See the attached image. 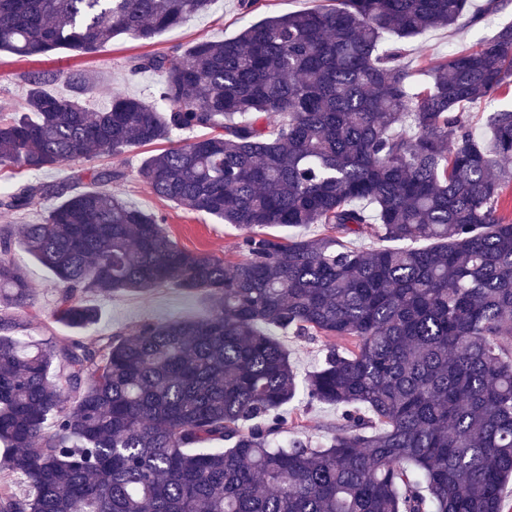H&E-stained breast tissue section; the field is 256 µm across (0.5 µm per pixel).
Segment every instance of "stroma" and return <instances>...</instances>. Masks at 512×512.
<instances>
[{
	"label": "stroma",
	"mask_w": 512,
	"mask_h": 512,
	"mask_svg": "<svg viewBox=\"0 0 512 512\" xmlns=\"http://www.w3.org/2000/svg\"><path fill=\"white\" fill-rule=\"evenodd\" d=\"M325 0H260L257 8L243 13L239 0H212L209 9L182 27L160 34L153 43L143 44L126 36L113 39L103 50L77 55L68 50L31 62L13 55L0 53V113L17 108L25 99L28 86L24 80L27 71L54 69L67 71L81 69L94 79L90 100L94 109L109 106L115 92H127L143 100H150L159 80L158 75L146 73L130 76L127 63L131 57L162 53L172 45L189 44L205 38L220 41L236 36L248 23L267 16L306 11L324 4ZM512 23V0L501 12L485 17L479 23L461 24L458 29L440 28L402 41V64L413 80L424 82L432 63L450 54L475 49L481 39L492 36L498 27ZM160 145H149L133 151L112 155L104 153L95 158V165L124 171L125 177L115 183L112 190L142 209L165 215L164 228L180 247L195 253H204L219 259L241 261L236 245L240 230L213 218L191 213L156 197L140 176L141 161L145 156L160 152ZM15 260L24 265L31 288V304L17 310L16 315L25 325L26 335L40 338L49 334L65 335L66 330L52 317L57 294L54 275L22 250H14ZM101 319L97 333H128L135 324L144 320L182 318L197 320L208 315L210 305L204 296L189 294L172 286L156 289L142 296L130 293L96 294L90 296ZM277 340L287 350L298 378H305L318 367L323 356V344L292 333H277ZM288 418L289 435L303 436L314 441L327 437L328 429L336 422L335 407L308 403L304 395L284 406Z\"/></svg>",
	"instance_id": "1"
}]
</instances>
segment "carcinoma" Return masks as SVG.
Listing matches in <instances>:
<instances>
[{"label": "carcinoma", "instance_id": "cac0c4a2", "mask_svg": "<svg viewBox=\"0 0 512 512\" xmlns=\"http://www.w3.org/2000/svg\"><path fill=\"white\" fill-rule=\"evenodd\" d=\"M213 0H0V52L90 54L128 35L150 43ZM268 16L224 41L131 58L156 73L150 103L125 94L94 112L92 78L24 74L0 117V169L39 171L172 142L140 173L158 198L244 231L229 263L181 248L165 217L93 185L26 182L0 208L38 224L0 228V512H505L512 478V223L498 202L512 170V108L490 144L462 107L512 84V23L410 83L401 49L453 28L469 0H327ZM507 0H485L476 23ZM321 224L312 238L266 229ZM369 233L404 247L360 249ZM431 241L430 247H418ZM23 248L56 277L52 314L72 332L25 340ZM204 295L207 317L86 333L93 292ZM323 339L297 380L270 329ZM304 391L342 410L318 446L281 408Z\"/></svg>", "mask_w": 512, "mask_h": 512}]
</instances>
